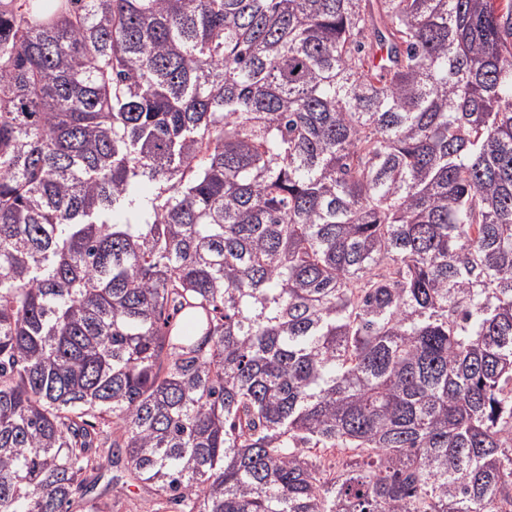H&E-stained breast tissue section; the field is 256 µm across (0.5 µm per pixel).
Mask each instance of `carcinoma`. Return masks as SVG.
<instances>
[{
  "mask_svg": "<svg viewBox=\"0 0 512 512\" xmlns=\"http://www.w3.org/2000/svg\"><path fill=\"white\" fill-rule=\"evenodd\" d=\"M105 458L512 512V0H0V512Z\"/></svg>",
  "mask_w": 512,
  "mask_h": 512,
  "instance_id": "obj_1",
  "label": "carcinoma"
}]
</instances>
